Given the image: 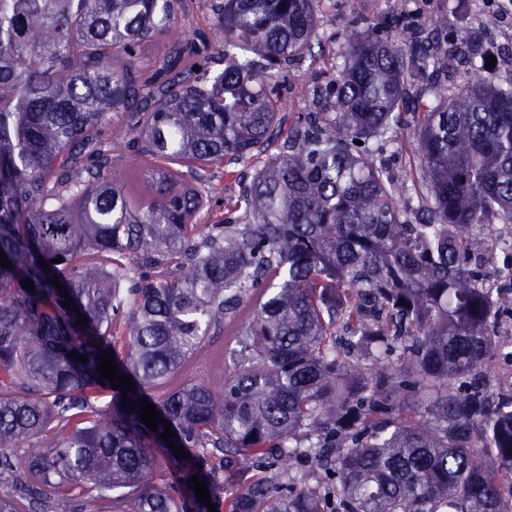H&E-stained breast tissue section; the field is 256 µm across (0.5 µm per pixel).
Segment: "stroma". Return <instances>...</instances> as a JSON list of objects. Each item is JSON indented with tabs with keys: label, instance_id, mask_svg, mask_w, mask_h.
<instances>
[{
	"label": "stroma",
	"instance_id": "obj_1",
	"mask_svg": "<svg viewBox=\"0 0 512 512\" xmlns=\"http://www.w3.org/2000/svg\"><path fill=\"white\" fill-rule=\"evenodd\" d=\"M512 0H321L317 13L318 39L312 53L302 61L289 64L276 73L272 85L280 99L284 127L294 126L299 118L322 111L327 85L343 62L346 39L352 29H380L397 8H405L413 25L427 29L431 19L442 17L446 25L435 34L440 44H447L450 30L466 27L479 33L489 55L496 59L486 71L495 84L512 81V12L503 8ZM497 14L494 28H484L486 15ZM415 116L403 115L401 127L393 129L390 140L378 155L399 178L408 177L417 161L413 139ZM254 170L250 160L225 157L223 163L201 171L200 178L210 188L215 204L202 215L200 226L213 224L224 212V204L237 196L242 181Z\"/></svg>",
	"mask_w": 512,
	"mask_h": 512
}]
</instances>
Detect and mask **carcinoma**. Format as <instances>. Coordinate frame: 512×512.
I'll use <instances>...</instances> for the list:
<instances>
[{"label":"carcinoma","mask_w":512,"mask_h":512,"mask_svg":"<svg viewBox=\"0 0 512 512\" xmlns=\"http://www.w3.org/2000/svg\"><path fill=\"white\" fill-rule=\"evenodd\" d=\"M181 7L0 0V479L15 487L0 512H82L121 489L123 512H209L194 475L212 499L233 491L232 512H512V394L480 383L512 283L487 279L475 232L512 223V82H487L474 31L450 33L471 73L452 92L431 85L413 129L427 203L410 219L396 205L410 186L372 142L401 121L420 35L403 13L398 41L357 31L330 111L289 128L200 234L211 192L197 171L282 132L271 69L311 50L316 10L215 0L195 42ZM157 38L169 51L145 65ZM216 48L224 69L210 77ZM122 116L128 163L104 138ZM217 331L221 387L174 382ZM100 351L131 392L100 376ZM125 395L152 402L188 458ZM295 454L322 467L316 485L283 482ZM161 458L185 495L154 484Z\"/></svg>","instance_id":"obj_1"}]
</instances>
